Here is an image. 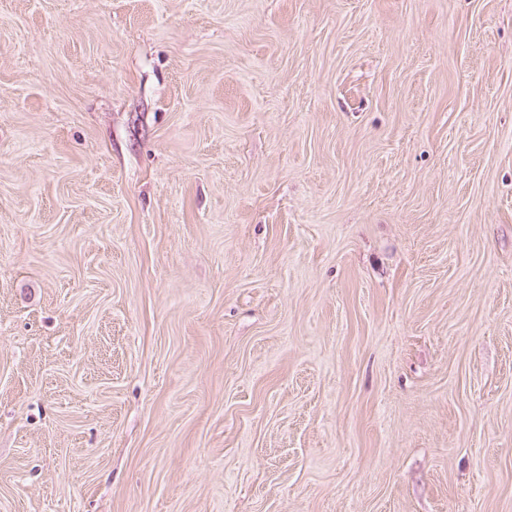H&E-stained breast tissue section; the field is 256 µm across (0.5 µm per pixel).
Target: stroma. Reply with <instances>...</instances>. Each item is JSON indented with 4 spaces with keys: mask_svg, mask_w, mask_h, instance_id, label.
Here are the masks:
<instances>
[{
    "mask_svg": "<svg viewBox=\"0 0 512 512\" xmlns=\"http://www.w3.org/2000/svg\"><path fill=\"white\" fill-rule=\"evenodd\" d=\"M0 512H512V0H0Z\"/></svg>",
    "mask_w": 512,
    "mask_h": 512,
    "instance_id": "35a3bbf8",
    "label": "stroma"
}]
</instances>
